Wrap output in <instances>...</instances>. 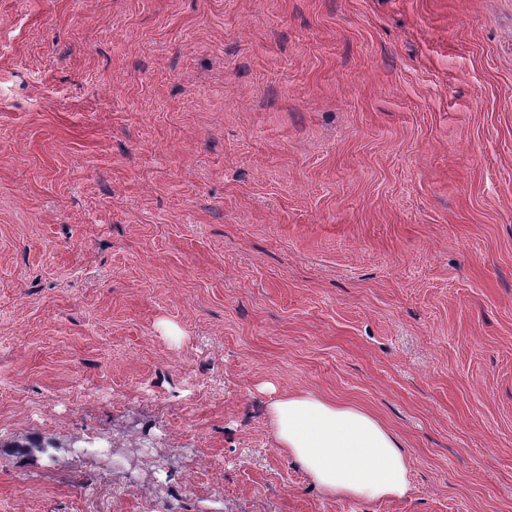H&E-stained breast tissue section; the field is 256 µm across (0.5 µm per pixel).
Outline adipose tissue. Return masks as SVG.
<instances>
[{
	"label": "adipose tissue",
	"mask_w": 512,
	"mask_h": 512,
	"mask_svg": "<svg viewBox=\"0 0 512 512\" xmlns=\"http://www.w3.org/2000/svg\"><path fill=\"white\" fill-rule=\"evenodd\" d=\"M268 414L278 447L325 495L383 499L407 493L408 458L373 414L310 393L277 399Z\"/></svg>",
	"instance_id": "adipose-tissue-1"
}]
</instances>
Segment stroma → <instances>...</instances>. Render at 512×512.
<instances>
[{
    "label": "stroma",
    "instance_id": "obj_1",
    "mask_svg": "<svg viewBox=\"0 0 512 512\" xmlns=\"http://www.w3.org/2000/svg\"><path fill=\"white\" fill-rule=\"evenodd\" d=\"M0 512H512V0H0ZM268 414L282 448L329 497H403L408 458L394 433L373 414L313 394L289 395Z\"/></svg>",
    "mask_w": 512,
    "mask_h": 512
}]
</instances>
